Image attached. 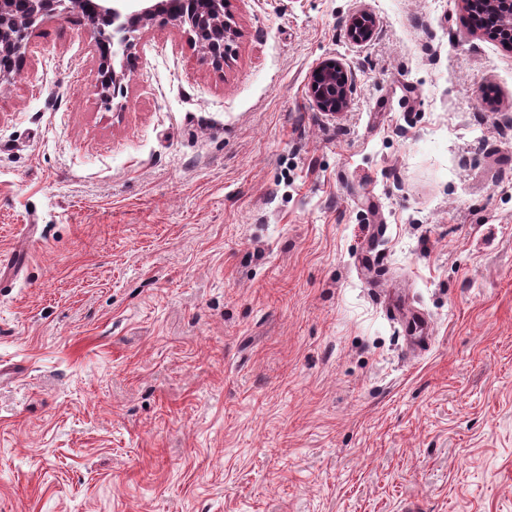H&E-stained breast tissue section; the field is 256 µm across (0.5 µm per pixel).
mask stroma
Listing matches in <instances>:
<instances>
[{
	"label": "stroma",
	"mask_w": 512,
	"mask_h": 512,
	"mask_svg": "<svg viewBox=\"0 0 512 512\" xmlns=\"http://www.w3.org/2000/svg\"><path fill=\"white\" fill-rule=\"evenodd\" d=\"M225 11L220 72L157 20L106 103L74 11L0 82V512H512V50ZM350 93L349 76L340 60L326 59L313 70L309 96L319 111L332 114L340 111L346 106Z\"/></svg>",
	"instance_id": "stroma-1"
}]
</instances>
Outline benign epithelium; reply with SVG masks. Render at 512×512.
<instances>
[{"label":"benign epithelium","mask_w":512,"mask_h":512,"mask_svg":"<svg viewBox=\"0 0 512 512\" xmlns=\"http://www.w3.org/2000/svg\"><path fill=\"white\" fill-rule=\"evenodd\" d=\"M467 9L489 10L498 17L484 32L512 48V0H461ZM19 0H0V80L11 77L14 57L26 46V35L33 25L48 17H62L73 9H81L90 25L95 42L104 52L110 50L131 56L136 53L135 32L158 17H163L183 30L188 43L201 51L203 57L217 69L224 67L225 42L231 28L224 21V0H193L196 17L189 18L177 9L173 0H27L29 12L19 11ZM375 19L366 12L349 18L351 37L364 43L371 40ZM129 74L107 66L101 71L97 91L103 98H114L124 89ZM351 93L349 76L344 64L329 58L312 72L309 96L321 112L335 113L343 109Z\"/></svg>","instance_id":"benign-epithelium-1"}]
</instances>
